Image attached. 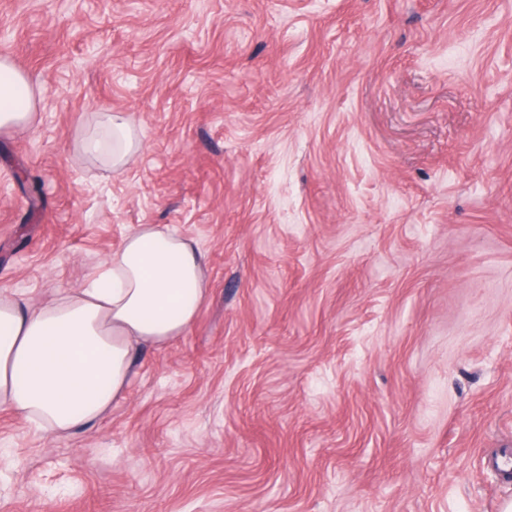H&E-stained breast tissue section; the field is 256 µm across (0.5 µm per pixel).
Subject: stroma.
<instances>
[{
    "label": "stroma",
    "mask_w": 512,
    "mask_h": 512,
    "mask_svg": "<svg viewBox=\"0 0 512 512\" xmlns=\"http://www.w3.org/2000/svg\"><path fill=\"white\" fill-rule=\"evenodd\" d=\"M1 55L42 95L0 284L39 309L160 224L208 291L68 439L0 410V512L512 503V0H0ZM104 126L112 138V151L97 136H88L80 142V148L91 155H104L113 169L119 170L129 164L141 149V141L134 129L121 116L105 115Z\"/></svg>",
    "instance_id": "35a3bbf8"
}]
</instances>
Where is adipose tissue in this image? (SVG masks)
<instances>
[{
  "mask_svg": "<svg viewBox=\"0 0 512 512\" xmlns=\"http://www.w3.org/2000/svg\"><path fill=\"white\" fill-rule=\"evenodd\" d=\"M36 88L0 57V130L30 125ZM111 139L89 136L81 149L106 155L113 169L129 164L141 141L121 116H106ZM207 292L194 241L158 224L133 230L84 287L60 289L38 312L0 289V410L64 439L101 418L124 391L136 347L182 336Z\"/></svg>",
  "mask_w": 512,
  "mask_h": 512,
  "instance_id": "adipose-tissue-1",
  "label": "adipose tissue"
}]
</instances>
